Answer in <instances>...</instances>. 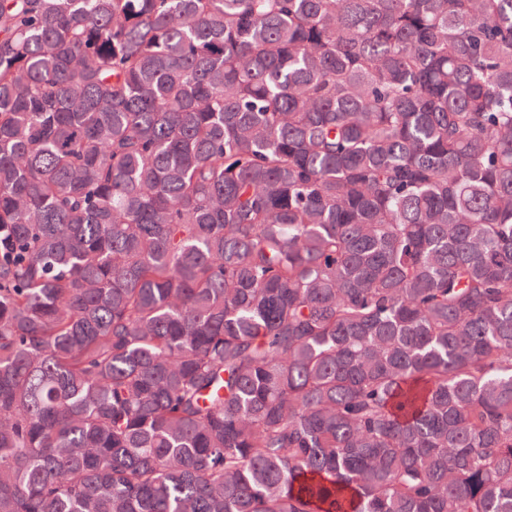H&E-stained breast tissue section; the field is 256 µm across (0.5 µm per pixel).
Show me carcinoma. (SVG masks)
<instances>
[{
  "mask_svg": "<svg viewBox=\"0 0 512 512\" xmlns=\"http://www.w3.org/2000/svg\"><path fill=\"white\" fill-rule=\"evenodd\" d=\"M0 512H512V0H0Z\"/></svg>",
  "mask_w": 512,
  "mask_h": 512,
  "instance_id": "carcinoma-1",
  "label": "carcinoma"
}]
</instances>
